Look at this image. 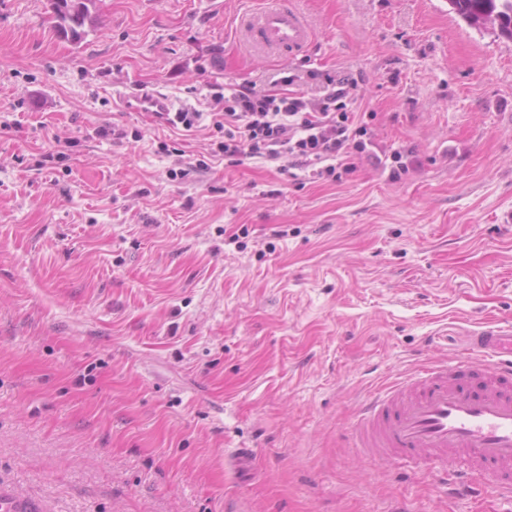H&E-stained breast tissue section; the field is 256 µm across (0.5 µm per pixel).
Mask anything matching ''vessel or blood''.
I'll use <instances>...</instances> for the list:
<instances>
[{"mask_svg":"<svg viewBox=\"0 0 512 512\" xmlns=\"http://www.w3.org/2000/svg\"><path fill=\"white\" fill-rule=\"evenodd\" d=\"M245 37L258 50L295 49L311 30L296 12L267 6L249 16ZM124 112H168L162 94L121 97ZM366 461L385 452L426 466L438 489L475 496L494 486L512 505V326L488 325L464 359L422 367L369 396L355 425Z\"/></svg>","mask_w":512,"mask_h":512,"instance_id":"b4317fda","label":"vessel or blood"}]
</instances>
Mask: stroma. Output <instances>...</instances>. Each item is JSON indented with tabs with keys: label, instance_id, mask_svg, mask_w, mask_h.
I'll use <instances>...</instances> for the list:
<instances>
[{
	"label": "stroma",
	"instance_id": "obj_1",
	"mask_svg": "<svg viewBox=\"0 0 512 512\" xmlns=\"http://www.w3.org/2000/svg\"><path fill=\"white\" fill-rule=\"evenodd\" d=\"M0 0V490L44 512H505L364 464L357 408L512 324V40L447 0ZM349 74L379 150L336 182L232 165L215 87ZM161 93L190 132L123 112ZM92 0H53L52 8L59 34L73 42H81L86 34V27L92 22L89 4ZM244 31L248 42L262 51L299 48L311 37V30L301 16L280 5L251 13Z\"/></svg>",
	"mask_w": 512,
	"mask_h": 512
}]
</instances>
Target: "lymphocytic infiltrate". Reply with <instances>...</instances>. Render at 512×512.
<instances>
[{
	"label": "lymphocytic infiltrate",
	"mask_w": 512,
	"mask_h": 512,
	"mask_svg": "<svg viewBox=\"0 0 512 512\" xmlns=\"http://www.w3.org/2000/svg\"><path fill=\"white\" fill-rule=\"evenodd\" d=\"M319 88L310 97L307 86ZM261 92L243 84L224 93L214 128L222 133L218 151L231 163L259 158L279 173L297 170L311 180H340L355 160H377L363 113L354 111L348 89L354 81L313 69L274 79Z\"/></svg>",
	"instance_id": "f902f5d3"
}]
</instances>
